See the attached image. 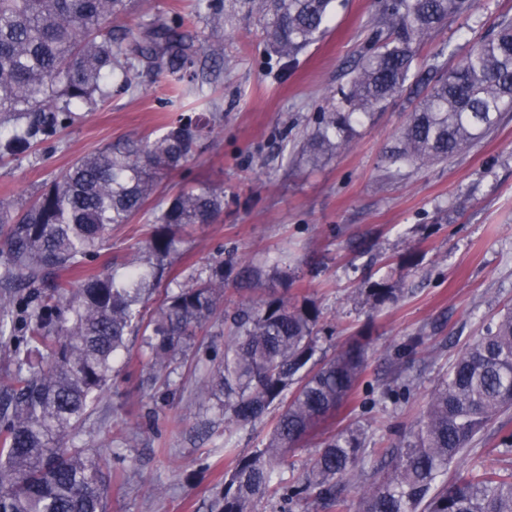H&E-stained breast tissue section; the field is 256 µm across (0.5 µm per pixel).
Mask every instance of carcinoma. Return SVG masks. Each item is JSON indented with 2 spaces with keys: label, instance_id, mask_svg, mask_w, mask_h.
<instances>
[{
  "label": "carcinoma",
  "instance_id": "1",
  "mask_svg": "<svg viewBox=\"0 0 512 512\" xmlns=\"http://www.w3.org/2000/svg\"><path fill=\"white\" fill-rule=\"evenodd\" d=\"M133 0H0V159L20 161L52 144L77 113L112 97V82L132 88V60L165 73L178 94L197 93L198 58L206 50L181 30L183 20L146 15L137 31L113 23ZM335 0H198L197 15L217 25L255 15L269 52L294 62L325 32ZM476 0H394L380 5L371 44L341 101L330 97L296 149L312 166L348 148L355 125L386 101L409 93L412 112L387 153L401 171L446 162L479 144L512 111V22L478 41L452 70L447 48L415 66L416 49L450 16ZM216 131L212 113L180 114L158 136L109 144L77 158L16 212L0 202V349L8 384L0 398V512H108L102 455L75 444L88 412L105 391L128 335L142 332L153 376L167 379L177 356L220 314L224 265L165 288L150 317L142 308L160 283L181 232L212 224L224 212V187L180 186L165 206L148 208L164 179L188 163ZM138 217L148 226L150 270L102 269L63 280L109 240L112 227ZM374 308L396 302L403 282L366 289ZM322 311L315 303L257 295L232 313L224 354L196 390L214 402L225 426L251 423L270 407L278 415L263 447L225 474L211 512H257L283 455L299 445L349 397L364 368V349L317 356ZM414 380L398 374L384 400L410 395ZM512 409V309L470 344L431 395L416 430L388 448L365 476L364 433L328 436L303 478L284 483L281 507L314 499L341 507L345 491L360 512H512V473L472 469L440 480L498 415Z\"/></svg>",
  "mask_w": 512,
  "mask_h": 512
}]
</instances>
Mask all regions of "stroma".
I'll return each instance as SVG.
<instances>
[{
    "label": "stroma",
    "instance_id": "obj_1",
    "mask_svg": "<svg viewBox=\"0 0 512 512\" xmlns=\"http://www.w3.org/2000/svg\"><path fill=\"white\" fill-rule=\"evenodd\" d=\"M195 3L141 0L127 20L134 27L156 11L186 18L185 32L216 50L201 57L211 79L198 102L221 114V126L169 182L223 185L224 214L217 223L187 228L172 271L186 275L223 264V308L232 312L246 295L238 261L250 260L263 271V295L320 307V352L364 337V374L332 424L363 430L365 455L380 457L422 419L460 352L512 307V111L475 148L397 179L386 153L411 110L402 96L375 109L349 148L308 167L292 160L289 149L348 83L371 40L378 0H336L325 36L290 65L268 62L254 22L212 28L194 18ZM505 19L512 20V0H480L475 13L449 17L433 32L417 61L426 63L445 45L463 55ZM136 83L135 92L113 89L103 108L81 113L52 149L0 163V202L21 208L80 155L150 133L178 115L181 102L164 74L143 67ZM116 260L145 266L141 220L115 226L87 268ZM391 274L403 276L404 297L371 312L365 288ZM228 332L217 319L198 335L176 365L171 395L147 383L142 338L129 335L127 352L76 439L103 450L110 512H209L233 455L265 443L271 416L228 434L212 404L194 397L222 356ZM400 372L414 378L413 392L395 405L381 401L382 388ZM509 433L512 412L475 438L449 476L467 474L475 463L512 472V449L501 443Z\"/></svg>",
    "mask_w": 512,
    "mask_h": 512
}]
</instances>
